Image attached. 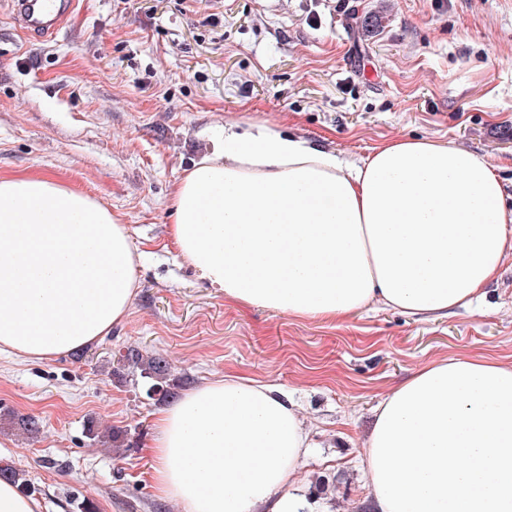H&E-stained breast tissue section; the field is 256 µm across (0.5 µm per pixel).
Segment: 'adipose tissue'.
<instances>
[{"label": "adipose tissue", "mask_w": 512, "mask_h": 512, "mask_svg": "<svg viewBox=\"0 0 512 512\" xmlns=\"http://www.w3.org/2000/svg\"><path fill=\"white\" fill-rule=\"evenodd\" d=\"M498 166L455 144L399 138L356 162L264 125L224 128L185 171L169 235L225 296L298 318L378 304L438 318L478 300L512 254ZM125 225L44 176L0 177V351L48 361L129 313ZM150 480L179 512H302L311 444L280 388L227 373L155 419ZM375 512H512V366L443 358L379 402L362 445Z\"/></svg>", "instance_id": "adipose-tissue-1"}]
</instances>
